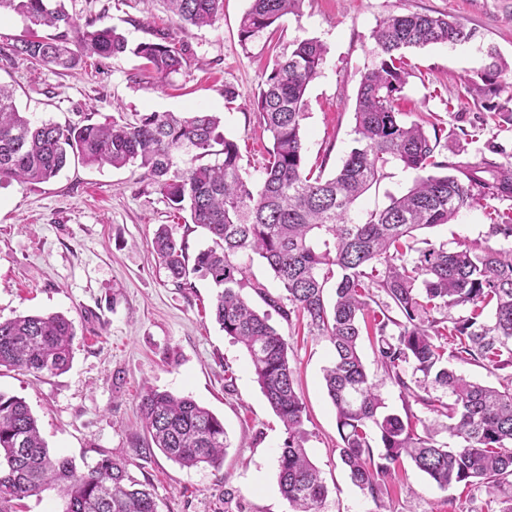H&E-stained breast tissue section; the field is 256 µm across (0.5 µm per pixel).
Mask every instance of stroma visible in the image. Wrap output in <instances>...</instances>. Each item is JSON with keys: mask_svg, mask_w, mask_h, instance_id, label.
I'll list each match as a JSON object with an SVG mask.
<instances>
[{"mask_svg": "<svg viewBox=\"0 0 512 512\" xmlns=\"http://www.w3.org/2000/svg\"><path fill=\"white\" fill-rule=\"evenodd\" d=\"M64 3L78 19L120 27L133 45L169 33L184 45L187 63L162 84L131 54L93 57L70 71L34 69L8 55L11 38L23 34L26 22L1 14L0 83L13 88L20 111L32 120L77 124L88 116L102 122L131 121L143 112H211L255 180L272 146L257 95L275 59L315 38L327 54L306 92L305 162H325L331 175L355 145L356 98L374 61L371 33L379 19L397 12L449 14L473 31L472 40L409 51L411 75L400 108L425 129L444 130L461 158L496 148L499 161H512V88L493 98L465 89L489 55L512 65V0H301L273 34L245 46L238 28L250 0H224L223 15L202 28L179 23L162 0ZM413 177L391 165L379 187L356 203L355 220L384 207ZM494 206L484 201L423 235L451 249L484 241L502 247V240L486 237ZM189 222L188 212L174 210L130 165L99 168L73 160L47 183L0 182V319L60 313L76 326L66 372L37 377L1 368L0 392L26 401L51 453L90 463L103 452L125 460L133 476L148 480L160 512H290L276 465L285 429L245 350L214 319L215 286L195 275L191 287H175L150 248L165 224L197 252L208 237L200 228L188 231ZM272 323L290 345L307 406L305 447L328 487L320 512H496V494L461 484L439 489L406 459L386 478L383 499L355 487L339 458L336 411L323 383L329 341L277 316ZM362 358L388 411L402 413L408 406L370 342H363ZM148 387L191 396L223 420L229 446L220 469H187L158 452L138 456L150 442L139 411ZM408 408L436 427L446 423L423 405Z\"/></svg>", "mask_w": 512, "mask_h": 512, "instance_id": "stroma-1", "label": "stroma"}]
</instances>
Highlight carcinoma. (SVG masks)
I'll list each match as a JSON object with an SVG mask.
<instances>
[{
    "mask_svg": "<svg viewBox=\"0 0 512 512\" xmlns=\"http://www.w3.org/2000/svg\"><path fill=\"white\" fill-rule=\"evenodd\" d=\"M165 2L180 22L196 27L224 12V0ZM299 2L250 0L240 20L241 44L294 12ZM2 11L29 22L9 53L33 67L75 70L88 55L111 58L129 50L118 27L95 19L81 24L61 0H0ZM38 26L58 33L41 36ZM372 37L376 60L354 110L357 146L329 178L306 169L302 136L305 94L326 53L316 39L298 42L277 60L260 88L256 107L272 148L257 181L243 175L237 144L218 131L220 119L209 112H144L132 122L88 117L84 124L37 123L18 110L14 91L0 85V180L47 182L72 155L99 167L135 164L173 209L189 210L192 224L206 231L210 243L192 259L186 239L176 240L165 224L156 230L152 248L175 287H191L193 273L218 288L215 320L245 349L285 427L278 487L293 512H317L327 489L304 447L305 405L295 388L288 342L270 323L273 312L289 323L305 321L310 334L326 337L333 347L323 379L336 410L339 458L361 490L375 499L384 495V478L404 457L440 489L457 483L512 489V373L496 388L448 366L455 360L492 371L512 367V249L411 243L413 232L449 224L482 200L512 202V162L450 159L440 150L439 133L429 135L398 108L411 76L407 51L466 43L473 32L455 16L409 13L383 17ZM132 53L161 82L185 63L184 49L168 33L137 44ZM507 74V66L493 61L469 86L495 96ZM212 155L219 160L202 162ZM394 162L415 173L412 185L365 222L353 221L357 200ZM487 237L512 242V207L492 220ZM255 255L272 271L279 295L250 278ZM332 279L330 305L325 287ZM248 288L269 310L251 305ZM380 296L397 316L385 313L365 329L361 319ZM459 308L468 315L454 316ZM365 330L379 337L378 361L401 397L446 417L450 441L438 439L439 431L424 421L417 432L408 407L403 417L381 411L383 399L360 351ZM74 336V322L61 314L0 320V367L63 373L70 368ZM408 365L417 375L415 389L404 377ZM431 386L444 389L451 402L431 397ZM139 409L143 429L166 458L187 468L223 463L224 422L191 397L149 389ZM375 439L381 445L377 454ZM51 489L63 494V512H159L154 495L121 459L104 454L79 468L68 457L51 456L25 401L0 392V512H14V501Z\"/></svg>",
    "mask_w": 512,
    "mask_h": 512,
    "instance_id": "1",
    "label": "carcinoma"
}]
</instances>
